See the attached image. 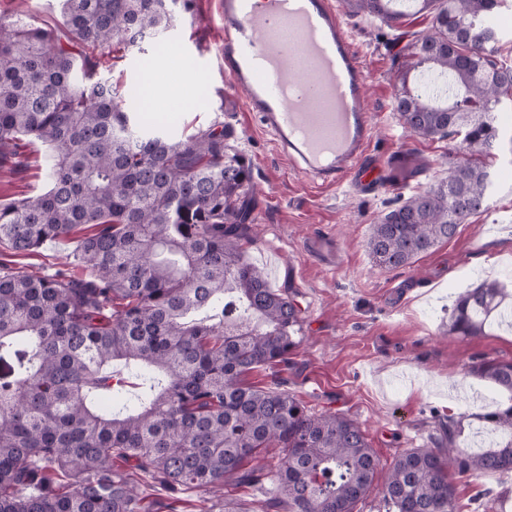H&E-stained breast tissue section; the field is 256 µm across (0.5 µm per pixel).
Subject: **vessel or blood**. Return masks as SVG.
<instances>
[{
    "label": "vessel or blood",
    "instance_id": "obj_1",
    "mask_svg": "<svg viewBox=\"0 0 512 512\" xmlns=\"http://www.w3.org/2000/svg\"><path fill=\"white\" fill-rule=\"evenodd\" d=\"M224 74L277 150L321 187L369 177L365 72L333 0H217Z\"/></svg>",
    "mask_w": 512,
    "mask_h": 512
}]
</instances>
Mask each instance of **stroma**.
I'll return each mask as SVG.
<instances>
[{
  "label": "stroma",
  "instance_id": "obj_1",
  "mask_svg": "<svg viewBox=\"0 0 512 512\" xmlns=\"http://www.w3.org/2000/svg\"><path fill=\"white\" fill-rule=\"evenodd\" d=\"M216 0L177 4L173 26L137 46L115 45L101 59L99 75L111 82H153L148 100L173 127L194 131L223 122L231 145L248 159L255 185L248 218L247 260L274 288L290 292L301 310L303 340L287 363L254 371L251 383L281 388L311 412L327 410L357 420L379 461L374 490L355 512H386L382 487L395 457L407 448L434 447L447 429L466 446L479 414L504 404L500 388L467 375L481 358L512 360V327L492 323L484 335H449L456 294L496 279L512 291V153L491 159L493 188L487 207L460 225L456 235L422 255L412 267L384 270L367 248L372 224L395 203L446 176L452 140L410 135L394 110L398 66L415 32L430 19L404 6L397 25L343 14L368 77L374 125L370 153L413 154L425 169L405 187L380 184L357 190L351 181L315 187L280 155L271 136L246 112L242 92L224 77V26ZM24 165L0 168V203L34 197L47 189L45 146L21 148ZM73 242H48L14 259L16 268L51 274L70 263ZM141 489L149 512H201L224 498L241 499L259 512L272 485H225L212 494L197 489L176 497L156 491L131 465H123ZM456 512H512V473L458 475Z\"/></svg>",
  "mask_w": 512,
  "mask_h": 512
}]
</instances>
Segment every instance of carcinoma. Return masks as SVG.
Here are the masks:
<instances>
[{
    "label": "carcinoma",
    "instance_id": "carcinoma-1",
    "mask_svg": "<svg viewBox=\"0 0 512 512\" xmlns=\"http://www.w3.org/2000/svg\"><path fill=\"white\" fill-rule=\"evenodd\" d=\"M390 2L344 7L394 23L403 14ZM176 3L62 0L53 27L0 13V163L21 141L40 143L51 184L0 204V246L28 254L90 228L72 262L87 278L0 262V512H146L117 459L165 491L268 480L276 512H354L379 467L362 427L246 381L287 362L302 329L293 298L244 257L250 165L224 127L175 138L131 111L135 88L97 77V55L167 30ZM418 5L432 24L401 64L394 110L420 138L461 140L447 176L372 225L366 248L385 269L411 266L484 209L485 159L512 147L497 124L512 100L496 92L512 65L490 27L502 0ZM505 297L491 279L459 293L448 333L482 335ZM131 365L157 391L114 409L115 368ZM468 374L511 394L478 416L497 438L472 454L450 428L446 448L402 451L383 490L394 512H454L452 469L512 472V360L481 359ZM273 446L284 449L273 468H247Z\"/></svg>",
    "mask_w": 512,
    "mask_h": 512
}]
</instances>
